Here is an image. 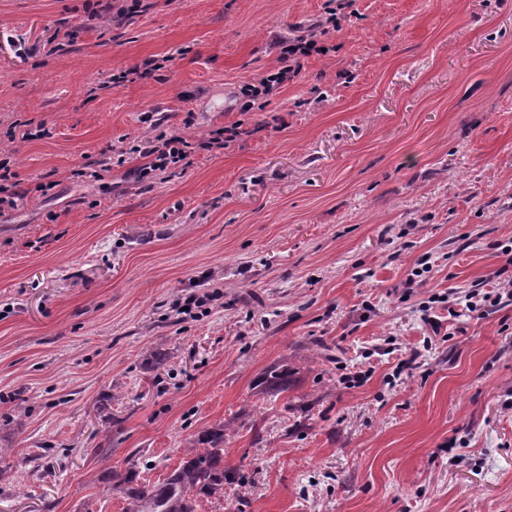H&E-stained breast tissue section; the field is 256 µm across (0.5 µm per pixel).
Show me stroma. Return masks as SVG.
<instances>
[{"label": "stroma", "mask_w": 512, "mask_h": 512, "mask_svg": "<svg viewBox=\"0 0 512 512\" xmlns=\"http://www.w3.org/2000/svg\"><path fill=\"white\" fill-rule=\"evenodd\" d=\"M152 2L0 0V159L27 191L0 213V512H123L113 473L162 482L218 424L254 484L196 512H512V300L462 303L512 277V0H352L246 113L327 0ZM238 120L149 180L117 160ZM319 42L317 34L312 33L288 41V44L282 46L281 58L286 65L261 78L256 84L247 83L241 87V112H250L255 108L259 111L264 110L276 91L299 75L301 63L298 59L300 57L310 56L312 52L324 54L329 51L324 45H319ZM322 48H326V51L322 52Z\"/></svg>", "instance_id": "stroma-1"}]
</instances>
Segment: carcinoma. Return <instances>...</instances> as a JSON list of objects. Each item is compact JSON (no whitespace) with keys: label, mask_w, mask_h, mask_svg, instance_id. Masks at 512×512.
Returning <instances> with one entry per match:
<instances>
[{"label":"carcinoma","mask_w":512,"mask_h":512,"mask_svg":"<svg viewBox=\"0 0 512 512\" xmlns=\"http://www.w3.org/2000/svg\"><path fill=\"white\" fill-rule=\"evenodd\" d=\"M290 371L270 370L261 384L278 395L288 390ZM182 464L163 482L153 486L137 483L138 475L126 473L120 481L124 495V512H195L192 495L224 496V481H237L240 488L247 483L224 473V425L200 432L184 448Z\"/></svg>","instance_id":"1"}]
</instances>
